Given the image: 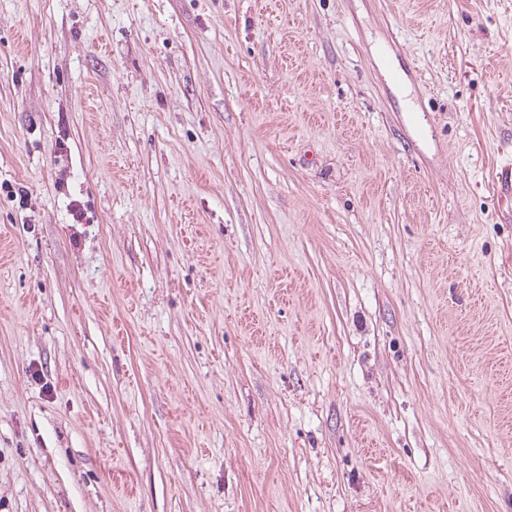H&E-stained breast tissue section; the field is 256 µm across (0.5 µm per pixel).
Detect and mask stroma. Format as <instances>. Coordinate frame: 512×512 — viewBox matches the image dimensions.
Masks as SVG:
<instances>
[{"mask_svg":"<svg viewBox=\"0 0 512 512\" xmlns=\"http://www.w3.org/2000/svg\"><path fill=\"white\" fill-rule=\"evenodd\" d=\"M511 162L512 0H0V512H512Z\"/></svg>","mask_w":512,"mask_h":512,"instance_id":"stroma-1","label":"stroma"}]
</instances>
